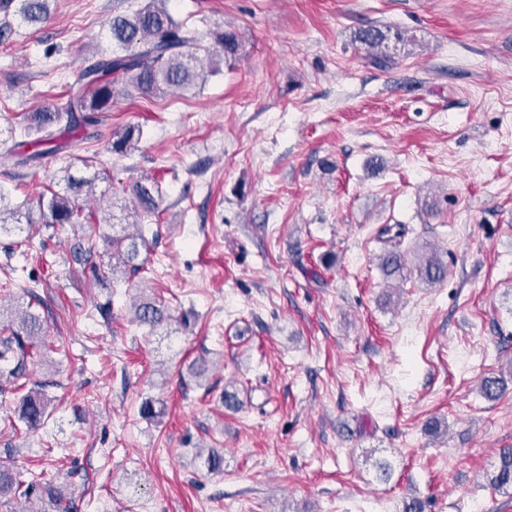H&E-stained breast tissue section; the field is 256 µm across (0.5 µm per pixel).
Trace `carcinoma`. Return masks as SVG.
Returning a JSON list of instances; mask_svg holds the SVG:
<instances>
[{"label":"carcinoma","mask_w":512,"mask_h":512,"mask_svg":"<svg viewBox=\"0 0 512 512\" xmlns=\"http://www.w3.org/2000/svg\"><path fill=\"white\" fill-rule=\"evenodd\" d=\"M54 0H0V10L14 13L23 22L36 25L51 14ZM141 6L130 14L112 16L107 34L112 42V54L103 56L81 72L84 90L69 99L65 108L58 112H38L23 133L30 136L37 130L42 136L28 142L13 144L18 149L27 144L38 147L53 142L55 129L74 131L98 122V115L109 109L120 82L128 90L144 97L160 96L169 91L189 89L203 81L208 74L220 71V64L236 57L242 47V39L233 30L213 32V49L204 56L197 53L198 33L192 27L175 20L171 12L172 0H140ZM386 35L371 28L360 33L358 41L365 46L371 62L386 68L392 58L383 51ZM112 80H106V77ZM142 130L127 126L110 133L112 153L123 155L130 146L140 140ZM95 179L74 180L64 193L55 192L50 197L41 194L37 198L40 219L46 224L82 225V208L78 204L80 192L90 196ZM130 193L135 199V213L139 220L157 214L160 190L154 182H136ZM19 208L12 207L0 190V238H13L17 248L30 244L32 221L21 222L17 218ZM104 254L112 260V269L124 268L129 272L139 269L137 264L141 250L149 248L145 226L137 224V234L128 235L112 230L101 235ZM384 273L389 279H403L405 272L415 271L418 278L433 286L444 281L446 267L431 252L407 264L399 254L382 258ZM26 305H5L0 302V396L21 393L18 419L29 431L41 428L48 417L50 399L45 392L48 383L32 380L31 365L45 349L42 330L43 320L35 306L40 295L32 288L26 291ZM170 319L168 307L162 302L143 297L133 304V321L154 331ZM208 471H221L223 456L215 449L198 451ZM497 488H512V448L500 453V467L494 477ZM14 504L13 512H74L75 504L61 486L51 485L37 478L28 481L20 478V472L7 460H0V501Z\"/></svg>","instance_id":"cac0c4a2"}]
</instances>
